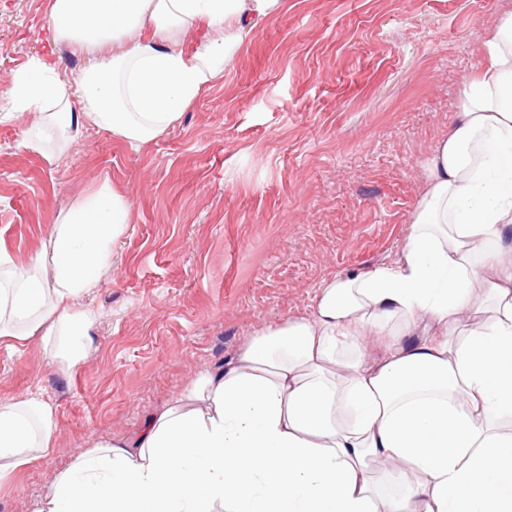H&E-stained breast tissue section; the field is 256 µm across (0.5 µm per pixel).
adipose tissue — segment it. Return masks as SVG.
<instances>
[{
  "mask_svg": "<svg viewBox=\"0 0 512 512\" xmlns=\"http://www.w3.org/2000/svg\"><path fill=\"white\" fill-rule=\"evenodd\" d=\"M283 0H50L56 45L85 66L60 79L36 55L0 87L18 148L61 161L82 119L129 146L154 141L211 87ZM464 82L393 265L339 276L308 317L267 330L130 440L96 444L34 512H512V10ZM130 222L104 182L55 224L53 283L0 251V337L44 336L67 366ZM379 337L380 356L363 344ZM53 411L0 405V477L51 446ZM386 469L395 493L374 481Z\"/></svg>",
  "mask_w": 512,
  "mask_h": 512,
  "instance_id": "obj_1",
  "label": "adipose tissue"
}]
</instances>
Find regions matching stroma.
I'll return each mask as SVG.
<instances>
[{
  "label": "stroma",
  "instance_id": "35a3bbf8",
  "mask_svg": "<svg viewBox=\"0 0 512 512\" xmlns=\"http://www.w3.org/2000/svg\"><path fill=\"white\" fill-rule=\"evenodd\" d=\"M50 0H0V86L53 51ZM512 0H284L233 63L153 142L82 126L63 162L17 147L32 120L0 124V249L51 273L54 224L99 181L131 205L97 288L93 324L64 369L34 336L0 338V403L54 410L53 443L0 480V512H32L59 471L129 439L251 339L309 315L332 278L394 263L436 143Z\"/></svg>",
  "mask_w": 512,
  "mask_h": 512
}]
</instances>
